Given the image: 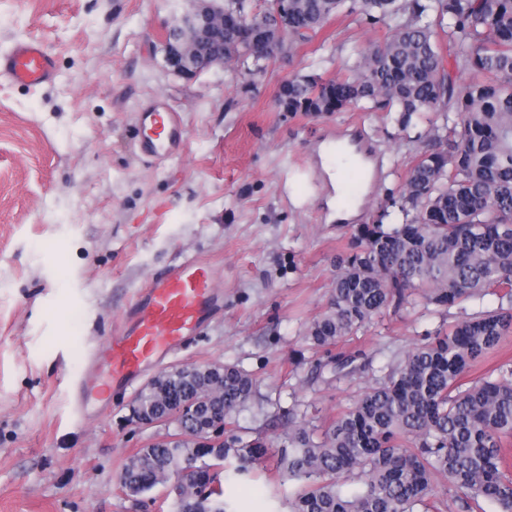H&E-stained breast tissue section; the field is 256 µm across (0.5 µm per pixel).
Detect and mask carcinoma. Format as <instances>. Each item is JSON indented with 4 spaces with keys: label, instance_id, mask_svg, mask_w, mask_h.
Masks as SVG:
<instances>
[{
    "label": "carcinoma",
    "instance_id": "cac0c4a2",
    "mask_svg": "<svg viewBox=\"0 0 512 512\" xmlns=\"http://www.w3.org/2000/svg\"><path fill=\"white\" fill-rule=\"evenodd\" d=\"M224 0V62L254 69L274 58L253 27L288 14L284 36L314 43L341 14L380 20L384 41L361 52L342 77L288 81V111L317 116L348 106L383 110L403 128L428 125L398 199L374 224H359L338 257L328 310L308 330L329 349L383 310L404 304L442 309L478 303L440 322L350 407L320 428L289 420L280 446L233 434L256 378L226 363L207 373L185 366L168 394L196 404L184 431L142 449L118 477L142 496L181 478L168 512H235L232 482L265 465L279 486L296 485L288 512H440L437 487L454 489L448 512H512V367L468 379L471 367L512 334V0ZM455 69L445 67L444 57ZM468 81L458 83L457 74ZM497 306H483L486 296ZM361 353L336 357V371L362 368ZM172 415L161 393L144 388L133 412ZM224 416L227 439L207 448L194 435ZM358 487L346 490L347 481Z\"/></svg>",
    "mask_w": 512,
    "mask_h": 512
}]
</instances>
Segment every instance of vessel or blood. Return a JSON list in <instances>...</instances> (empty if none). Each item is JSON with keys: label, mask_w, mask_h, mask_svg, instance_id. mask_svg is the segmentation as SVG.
I'll return each instance as SVG.
<instances>
[{"label": "vessel or blood", "mask_w": 512, "mask_h": 512, "mask_svg": "<svg viewBox=\"0 0 512 512\" xmlns=\"http://www.w3.org/2000/svg\"><path fill=\"white\" fill-rule=\"evenodd\" d=\"M0 76L28 87L46 84L55 77L54 57L40 40L16 41L0 54ZM138 136L145 155L175 154L183 139L178 114L162 104L153 105L139 115ZM336 144V134H327L310 155L309 166L316 179H324L326 155ZM216 306L205 263L192 259L170 266L138 293L112 340L91 353L88 366L93 378L76 384L77 405L87 406L98 387L118 393L137 385L146 372L199 335Z\"/></svg>", "instance_id": "1"}]
</instances>
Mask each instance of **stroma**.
Instances as JSON below:
<instances>
[{
	"instance_id": "35a3bbf8",
	"label": "stroma",
	"mask_w": 512,
	"mask_h": 512,
	"mask_svg": "<svg viewBox=\"0 0 512 512\" xmlns=\"http://www.w3.org/2000/svg\"><path fill=\"white\" fill-rule=\"evenodd\" d=\"M191 0H0V53L42 40L54 81L0 77V512H144L117 477L167 427L72 391L87 355L108 341L136 294L167 266L203 259L220 301L206 330L168 362L233 363L258 381L237 432L277 438L301 406L324 423L440 322L423 306L387 309L339 343L364 371L317 366L306 340L324 312L349 224H370L397 196L423 126L399 129L381 111H282L281 85L341 75L383 41V24L338 15L325 46L284 44L259 72L236 63L187 79L165 61L164 31ZM178 112L184 139L145 157L138 114L157 100ZM359 127L380 164L373 195L348 223H329L306 162L330 127ZM266 474L239 483L238 512H287Z\"/></svg>"
}]
</instances>
